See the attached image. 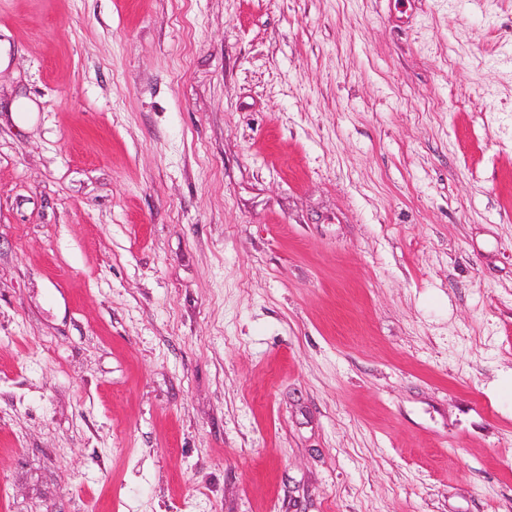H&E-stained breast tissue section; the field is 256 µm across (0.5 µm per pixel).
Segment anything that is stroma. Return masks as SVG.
<instances>
[{
    "mask_svg": "<svg viewBox=\"0 0 512 512\" xmlns=\"http://www.w3.org/2000/svg\"><path fill=\"white\" fill-rule=\"evenodd\" d=\"M0 512H512V0H0Z\"/></svg>",
    "mask_w": 512,
    "mask_h": 512,
    "instance_id": "stroma-1",
    "label": "stroma"
}]
</instances>
